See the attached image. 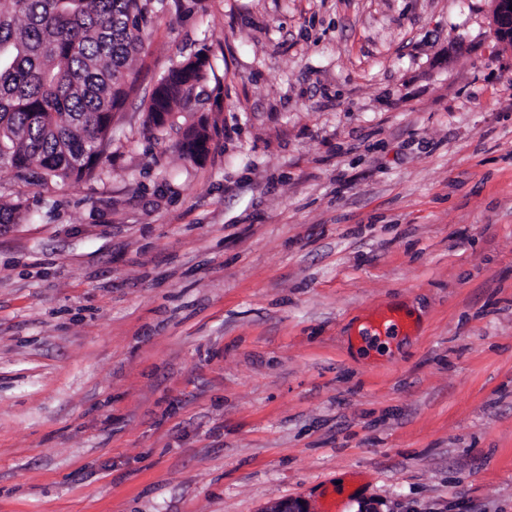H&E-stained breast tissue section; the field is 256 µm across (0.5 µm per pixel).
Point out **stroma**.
I'll list each match as a JSON object with an SVG mask.
<instances>
[{"label":"stroma","mask_w":512,"mask_h":512,"mask_svg":"<svg viewBox=\"0 0 512 512\" xmlns=\"http://www.w3.org/2000/svg\"><path fill=\"white\" fill-rule=\"evenodd\" d=\"M100 178L0 166V512H512L492 0H154ZM207 49L197 111L142 101ZM205 114L207 158L181 156ZM410 329L365 347L374 313Z\"/></svg>","instance_id":"obj_1"}]
</instances>
